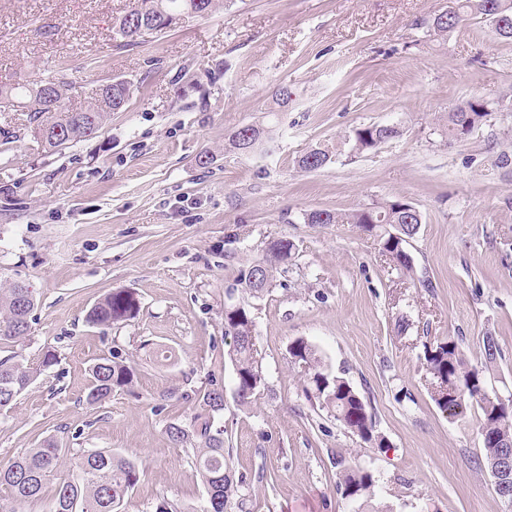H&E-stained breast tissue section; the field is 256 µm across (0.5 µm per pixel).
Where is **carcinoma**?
<instances>
[{
    "instance_id": "1",
    "label": "carcinoma",
    "mask_w": 512,
    "mask_h": 512,
    "mask_svg": "<svg viewBox=\"0 0 512 512\" xmlns=\"http://www.w3.org/2000/svg\"><path fill=\"white\" fill-rule=\"evenodd\" d=\"M217 0H135L124 15L117 18L114 34L123 47L138 44L137 30L162 33L176 23L178 17L193 13L208 16ZM452 9L436 14L431 28L437 35L465 25L473 18H488L492 12L503 17L512 29V0H451ZM71 83L64 74L14 85H0V104L22 107L30 112V123L50 152L98 136L111 113L122 112L131 97V87L123 80H113L99 87L90 105L75 110L65 100ZM51 89L53 96L45 93ZM492 105L481 98H470L457 105L445 118L443 129L455 140L468 138L487 122ZM238 150L252 154L274 146V131L256 125H244L235 131ZM400 136V128L389 124H373L355 128L344 136L351 151L374 150ZM333 150L316 145L296 160L299 169L317 170L332 160ZM375 223L370 224V215ZM309 224H354L362 232L377 239L382 256L402 276L415 278L416 268L408 245L422 224L420 211L411 203L397 199L372 207L344 211L315 210L306 214ZM296 244L281 237L268 243L266 255L242 267L236 287L225 291L224 335L232 338L228 351L234 368L236 403L244 408L265 390V377L254 343L253 301L261 298L271 285L274 273L288 267ZM35 307L32 291L24 284L0 285V345L19 342L29 335L30 314ZM140 309L137 294L130 289L112 292L98 301L87 313L86 321L104 331L136 317ZM294 362L308 372L306 398L328 411L348 433L362 441L385 445L376 432L371 407L352 384L333 373L317 348L304 338L289 345ZM484 369L468 365L458 343L438 340L425 346L424 360L430 375L429 394L434 404L451 417L464 418L468 410L478 409L484 464L489 473L497 471L504 456L512 452V406L484 394L487 381L484 371L497 365L502 357L498 339L488 334L482 339ZM57 363L55 350L48 348L35 366L13 356L0 359V410L12 406L41 372ZM92 380L86 402L95 405L112 396L116 388L132 382L133 369L122 357L112 352L100 357L91 367ZM198 409L190 425L172 422L166 428L171 443L192 453L194 466L208 495L206 512H228V506L246 483L230 475V450L224 448V427L216 426L224 411V390L212 387L198 394ZM340 468L338 489L342 495L359 504L364 512H380L372 505L376 496L374 474L343 456L336 460ZM55 482L51 512H122L125 497L138 481L136 464L110 449L79 450L61 448L54 440H45L36 448L17 455L7 466H0V488L8 492L17 507L41 497L47 482Z\"/></svg>"
}]
</instances>
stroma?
<instances>
[{"instance_id": "35a3bbf8", "label": "stroma", "mask_w": 512, "mask_h": 512, "mask_svg": "<svg viewBox=\"0 0 512 512\" xmlns=\"http://www.w3.org/2000/svg\"><path fill=\"white\" fill-rule=\"evenodd\" d=\"M129 3L0 0V83L65 69L72 108L115 79L132 89L98 137L51 154L28 113L0 110V130L16 134L0 141V282L36 298L28 337L1 346L0 359L34 364L48 347L58 359L0 411V466L49 438L109 448L139 470L125 512H155L164 498L206 512L192 459L165 429L190 423L186 391L216 385L233 475L246 479L242 512H356L337 488L340 454L374 472L380 512H512L482 465L475 413L439 410L423 367L425 345L444 337L481 364L491 333L503 357L488 384L512 394V165H495L512 156V112L461 141L442 132L462 101L512 99V42L477 18L429 35L448 0H223L122 47L113 22ZM281 85L293 99L276 113ZM268 122L274 154L230 148L239 127ZM393 123L401 136L378 149L311 172L295 165L310 146ZM395 199L423 216L409 246L415 281L355 225L304 221ZM279 237L297 250L255 302L266 388L241 408L224 291ZM122 288L138 294V316L107 331L88 324L89 309ZM300 337L369 403L384 447L306 398L288 354ZM112 351L134 367L133 383L88 405L90 367Z\"/></svg>"}]
</instances>
